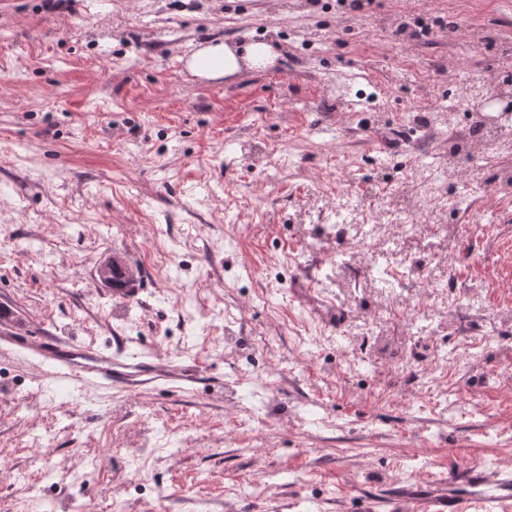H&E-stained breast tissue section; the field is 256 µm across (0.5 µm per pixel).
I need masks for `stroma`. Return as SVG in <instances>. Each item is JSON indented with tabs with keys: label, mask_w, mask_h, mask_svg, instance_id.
Listing matches in <instances>:
<instances>
[{
	"label": "stroma",
	"mask_w": 512,
	"mask_h": 512,
	"mask_svg": "<svg viewBox=\"0 0 512 512\" xmlns=\"http://www.w3.org/2000/svg\"><path fill=\"white\" fill-rule=\"evenodd\" d=\"M506 60L512 0H0V336L200 377L0 351V512H391L512 471ZM277 57L275 47L268 42H249L231 45L223 42L209 44L190 60V68L207 78L232 77L243 69L263 66ZM98 276L105 285L111 286L118 293H128L133 288V283L127 281L118 266L113 267L112 261L105 263L98 270ZM6 342L16 353H36L42 363H48L54 368L58 379L72 385L112 387V383L118 382L136 387L153 381L157 376L146 363H122L116 356H112L110 349L78 345L62 336H30L25 340L7 338Z\"/></svg>",
	"instance_id": "stroma-1"
}]
</instances>
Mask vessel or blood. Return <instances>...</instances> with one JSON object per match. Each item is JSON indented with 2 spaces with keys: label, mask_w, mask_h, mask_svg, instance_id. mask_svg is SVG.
<instances>
[{
  "label": "vessel or blood",
  "mask_w": 512,
  "mask_h": 512,
  "mask_svg": "<svg viewBox=\"0 0 512 512\" xmlns=\"http://www.w3.org/2000/svg\"><path fill=\"white\" fill-rule=\"evenodd\" d=\"M14 352H34L55 370L58 379L72 385L114 383L140 386L154 380L155 374L147 364H126L113 356L111 350L96 349L78 344L61 336H41L25 340L10 339ZM493 486L512 497V476L488 474L475 466L455 469L451 473L447 494L415 498L417 512H460L468 488Z\"/></svg>",
  "instance_id": "obj_1"
}]
</instances>
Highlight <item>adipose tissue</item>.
<instances>
[{
    "instance_id": "1",
    "label": "adipose tissue",
    "mask_w": 512,
    "mask_h": 512,
    "mask_svg": "<svg viewBox=\"0 0 512 512\" xmlns=\"http://www.w3.org/2000/svg\"><path fill=\"white\" fill-rule=\"evenodd\" d=\"M275 47L268 42L231 45L223 42L207 45L190 60V68L208 78L231 77L245 68L266 65L276 58Z\"/></svg>"
}]
</instances>
